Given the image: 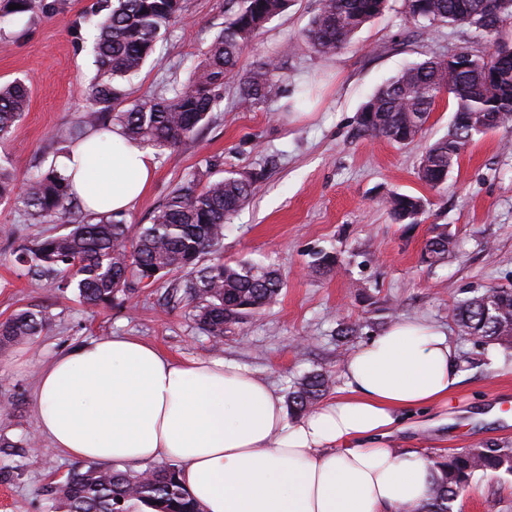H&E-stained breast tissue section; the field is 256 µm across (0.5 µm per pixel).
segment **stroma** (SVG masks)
Listing matches in <instances>:
<instances>
[{
  "label": "stroma",
  "mask_w": 512,
  "mask_h": 512,
  "mask_svg": "<svg viewBox=\"0 0 512 512\" xmlns=\"http://www.w3.org/2000/svg\"><path fill=\"white\" fill-rule=\"evenodd\" d=\"M96 0H57L40 9L9 12L0 0V84L29 79L28 110L10 137L0 141V161L36 171L61 163L50 137L87 112L94 75ZM181 16L162 36L146 65L130 80L134 96L186 82L224 26V0H181ZM321 0H291L245 48L240 72L274 60L287 78L261 108L238 104V84L225 82L210 123L154 160L155 176L125 218L149 223L168 193L192 175L263 171L250 202L224 228L225 260L275 266L284 286L278 301L215 342L185 304L162 301L180 276L171 273L132 296L89 311L74 291L35 281L14 262L16 250L67 232V225L37 223L16 198L0 199V322L27 308L46 319L33 342L0 347V443L30 438L26 466L0 480V512H42L43 490L73 467L41 440L32 405L38 371L78 343L134 336L173 359H224L247 368L287 396L303 375L341 368L360 345L403 318L443 327L457 345L463 380L442 406L413 412L390 440L401 451L430 457L477 444H512V350L483 349L452 319L456 301L489 286L512 287V130L479 137L460 156L448 185L435 190L420 180L428 142L445 135L452 103L440 97L422 139L400 145L360 132L358 114L369 96L404 67L447 58L462 46L484 52L473 28L443 24L424 30L408 17L404 0H388L350 44L322 58L301 35ZM310 99L297 101L295 87ZM426 202L418 224L397 223L384 204L389 194ZM447 225L456 246L446 263L428 266L422 250L432 225ZM335 252V272H313L316 252ZM358 328L350 342L340 324ZM499 407L500 419L480 415ZM460 512H512V478H477L459 497Z\"/></svg>",
  "instance_id": "35a3bbf8"
}]
</instances>
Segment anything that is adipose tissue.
<instances>
[{
  "mask_svg": "<svg viewBox=\"0 0 512 512\" xmlns=\"http://www.w3.org/2000/svg\"><path fill=\"white\" fill-rule=\"evenodd\" d=\"M150 149L120 127L88 133L64 159L92 213L126 212L147 190ZM339 394L287 422L282 397L233 362L176 361L130 336L82 342L45 364L37 428L67 457L175 463L204 512H418L430 462L389 438L403 412L445 401L459 384L447 333L404 319L352 353Z\"/></svg>",
  "mask_w": 512,
  "mask_h": 512,
  "instance_id": "1",
  "label": "adipose tissue"
}]
</instances>
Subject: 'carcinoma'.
Masks as SVG:
<instances>
[{
  "mask_svg": "<svg viewBox=\"0 0 512 512\" xmlns=\"http://www.w3.org/2000/svg\"><path fill=\"white\" fill-rule=\"evenodd\" d=\"M386 0H321L319 12L304 33L308 47L320 56L336 53L369 21L380 15ZM289 0H224V29L213 38L205 58L184 84L164 86L158 93L125 104L127 84L153 54L157 40L181 11V0H97L98 36L94 46L95 77L88 92L90 111L53 136L57 144H76L90 131L107 132L118 125L130 140L160 156L193 136L218 105L224 81L239 77V102L254 108L265 102L284 78L279 66L265 61L244 76L238 64L246 46L263 26L288 8ZM484 0H406L411 18L423 29L437 23L467 25L486 39L512 17V0H504L497 19L487 22ZM448 93L453 120L448 134L429 144L422 156L421 179L440 188L460 154L484 131L472 124L482 113L496 117L493 130L512 125V54L486 57L468 46L450 61L415 62L382 84L358 116L361 130L398 144L415 140L436 99ZM30 88L23 81L0 85V139L11 134L28 109ZM259 172L226 173L215 180L202 175L177 185L149 224L135 228L119 214L83 215L81 200L68 178L54 165L27 179L20 202L41 223L82 219L66 234L46 236L16 257L38 279L59 280L72 287L88 309L112 303L119 293H132V282L150 286L177 272L174 285L193 305L203 330L218 339L273 304L283 288L278 270L250 261L226 262L222 255L224 223L250 199ZM16 167L0 163V199L14 193ZM386 203L393 218L416 224L425 202L394 193ZM454 247L446 225L437 224L423 249L430 266L445 262ZM209 255V264L202 265ZM334 253L317 254L313 268L336 269ZM461 331L488 347L512 348V288H486L459 300L452 311ZM44 328L38 313L21 310L0 323V346L32 340ZM332 384L327 371L306 375L288 392L294 414L313 410ZM435 473L432 496L421 512H454L456 503L478 474L512 475V446L465 448L430 459ZM47 512H203L182 487L173 466L131 473L101 463L76 465L64 479L44 489Z\"/></svg>",
  "mask_w": 512,
  "mask_h": 512,
  "instance_id": "carcinoma-1",
  "label": "carcinoma"
}]
</instances>
